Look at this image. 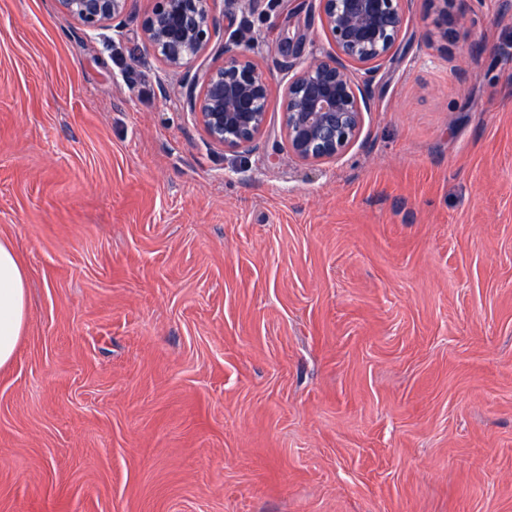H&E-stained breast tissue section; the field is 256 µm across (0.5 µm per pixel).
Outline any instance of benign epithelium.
Instances as JSON below:
<instances>
[{
  "label": "benign epithelium",
  "instance_id": "benign-epithelium-1",
  "mask_svg": "<svg viewBox=\"0 0 512 512\" xmlns=\"http://www.w3.org/2000/svg\"><path fill=\"white\" fill-rule=\"evenodd\" d=\"M134 0H57L60 15L96 33L119 32ZM262 0H155L143 19L145 46L171 72L183 73L179 94L212 145L248 150L267 122L270 73L237 40L224 41L204 80L189 68L214 39L232 28L236 13L255 12ZM321 28L331 50L311 54L288 70L282 125L288 154L301 162L342 155L360 135L371 111L373 85L383 62L398 52L408 0H318ZM443 37L475 44L470 28L448 21Z\"/></svg>",
  "mask_w": 512,
  "mask_h": 512
}]
</instances>
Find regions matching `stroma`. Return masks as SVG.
Instances as JSON below:
<instances>
[{"label":"stroma","instance_id":"stroma-1","mask_svg":"<svg viewBox=\"0 0 512 512\" xmlns=\"http://www.w3.org/2000/svg\"><path fill=\"white\" fill-rule=\"evenodd\" d=\"M56 0H0V238L28 317L0 368V512H512V9L476 46L409 0L358 141L284 144L271 29L327 48L316 0L234 29L271 73L255 146H213L179 76Z\"/></svg>","mask_w":512,"mask_h":512}]
</instances>
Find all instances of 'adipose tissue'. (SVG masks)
<instances>
[{"mask_svg": "<svg viewBox=\"0 0 512 512\" xmlns=\"http://www.w3.org/2000/svg\"><path fill=\"white\" fill-rule=\"evenodd\" d=\"M26 273L13 247L0 241V367L9 364L27 321Z\"/></svg>", "mask_w": 512, "mask_h": 512, "instance_id": "1", "label": "adipose tissue"}]
</instances>
